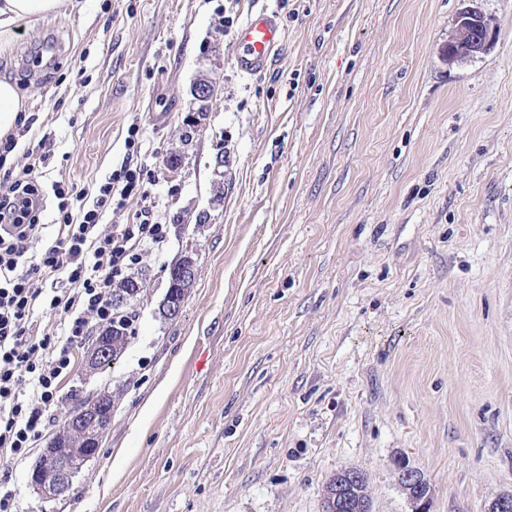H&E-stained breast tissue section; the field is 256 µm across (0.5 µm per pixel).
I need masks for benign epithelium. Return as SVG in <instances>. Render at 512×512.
I'll use <instances>...</instances> for the list:
<instances>
[{
  "mask_svg": "<svg viewBox=\"0 0 512 512\" xmlns=\"http://www.w3.org/2000/svg\"><path fill=\"white\" fill-rule=\"evenodd\" d=\"M492 27L490 20L473 7L463 9L457 16L454 33L448 42V60L463 61L484 52L489 46ZM196 274L195 260L185 256L173 277L188 283ZM112 353V333L99 330L95 345L88 355V367H102ZM112 421V411L101 412L89 405L80 410L61 439L51 440L44 449L46 463L34 469L32 483L40 490L58 495L66 492L76 474L75 462L94 457ZM402 490L407 495L412 512H429L431 486L425 474L409 461H395ZM323 512H372L367 494L365 474L354 468L338 471L329 481L323 501Z\"/></svg>",
  "mask_w": 512,
  "mask_h": 512,
  "instance_id": "obj_1",
  "label": "benign epithelium"
}]
</instances>
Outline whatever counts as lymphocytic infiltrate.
<instances>
[{"instance_id":"obj_1","label":"lymphocytic infiltrate","mask_w":512,"mask_h":512,"mask_svg":"<svg viewBox=\"0 0 512 512\" xmlns=\"http://www.w3.org/2000/svg\"><path fill=\"white\" fill-rule=\"evenodd\" d=\"M60 226L56 238L43 234V194L24 175H0V451L19 456L53 424L62 383L74 370L73 352L95 326L114 322L134 327L136 315L117 309L113 290L126 283L143 247L162 250L167 225L144 207L137 224L102 230L103 215L132 192L149 198L140 169L123 161L96 191L93 203L73 216L71 194L53 184ZM59 317L63 333L36 336L32 319Z\"/></svg>"}]
</instances>
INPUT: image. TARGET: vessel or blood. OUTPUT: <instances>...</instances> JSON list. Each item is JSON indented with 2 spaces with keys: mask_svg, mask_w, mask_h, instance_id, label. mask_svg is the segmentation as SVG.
Returning a JSON list of instances; mask_svg holds the SVG:
<instances>
[{
  "mask_svg": "<svg viewBox=\"0 0 512 512\" xmlns=\"http://www.w3.org/2000/svg\"><path fill=\"white\" fill-rule=\"evenodd\" d=\"M285 39V30L273 10L262 6L250 11L235 36L236 70L247 76L265 73Z\"/></svg>",
  "mask_w": 512,
  "mask_h": 512,
  "instance_id": "1",
  "label": "vessel or blood"
}]
</instances>
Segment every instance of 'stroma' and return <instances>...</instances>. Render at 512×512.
<instances>
[{
	"label": "stroma",
	"mask_w": 512,
	"mask_h": 512,
	"mask_svg": "<svg viewBox=\"0 0 512 512\" xmlns=\"http://www.w3.org/2000/svg\"><path fill=\"white\" fill-rule=\"evenodd\" d=\"M262 4L286 41L247 79L234 34ZM476 5L496 33L463 63L462 0H71L20 24L0 80L30 124L6 165L45 190L47 236L53 183L88 206L128 158L169 239L133 273L122 356L92 373L76 349L63 382L62 420L114 396L95 457L50 497L41 448L0 454L18 512H322L349 467L373 512H411L402 456L430 512L512 493V0ZM395 464L399 471L402 490L412 505V512H428L431 486L425 474L411 466L405 458L397 459Z\"/></svg>",
	"instance_id": "35a3bbf8"
}]
</instances>
